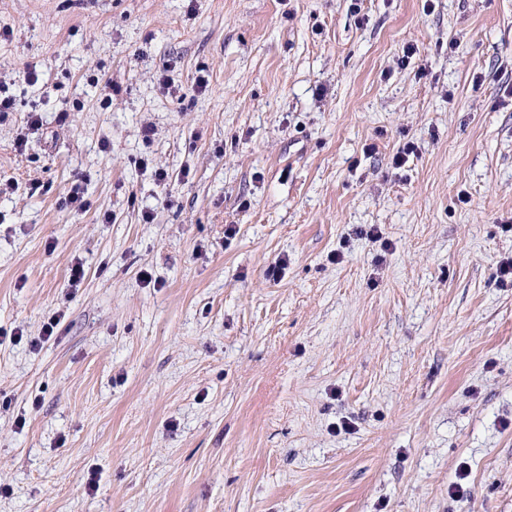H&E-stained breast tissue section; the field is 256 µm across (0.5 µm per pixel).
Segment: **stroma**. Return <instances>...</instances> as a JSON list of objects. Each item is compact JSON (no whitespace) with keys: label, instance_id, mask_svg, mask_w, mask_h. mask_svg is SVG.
Listing matches in <instances>:
<instances>
[{"label":"stroma","instance_id":"obj_1","mask_svg":"<svg viewBox=\"0 0 512 512\" xmlns=\"http://www.w3.org/2000/svg\"><path fill=\"white\" fill-rule=\"evenodd\" d=\"M0 84V512H512V0H0Z\"/></svg>","mask_w":512,"mask_h":512}]
</instances>
